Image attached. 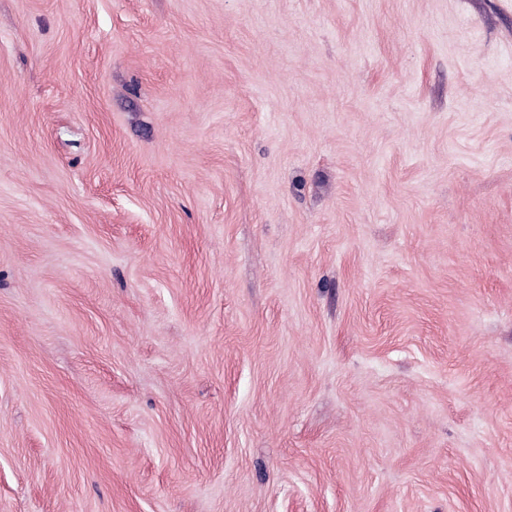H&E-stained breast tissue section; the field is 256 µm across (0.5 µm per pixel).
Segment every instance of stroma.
<instances>
[{
  "label": "stroma",
  "instance_id": "obj_1",
  "mask_svg": "<svg viewBox=\"0 0 512 512\" xmlns=\"http://www.w3.org/2000/svg\"><path fill=\"white\" fill-rule=\"evenodd\" d=\"M0 512H512V0H0Z\"/></svg>",
  "mask_w": 512,
  "mask_h": 512
}]
</instances>
